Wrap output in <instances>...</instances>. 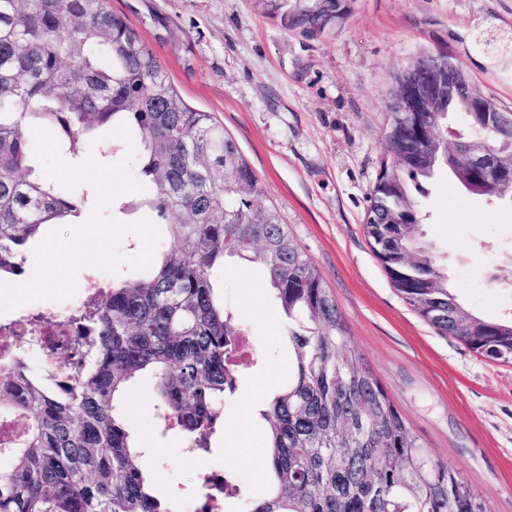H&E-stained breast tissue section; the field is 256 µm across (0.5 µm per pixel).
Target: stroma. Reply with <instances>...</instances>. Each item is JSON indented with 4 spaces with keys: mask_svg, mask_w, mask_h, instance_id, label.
<instances>
[{
    "mask_svg": "<svg viewBox=\"0 0 512 512\" xmlns=\"http://www.w3.org/2000/svg\"><path fill=\"white\" fill-rule=\"evenodd\" d=\"M154 50L191 107L214 113L261 181L302 252L323 276L389 398L431 456L458 469L492 512H512V364L442 336L393 288L364 234L367 198L386 153L396 76L417 57L448 52L497 106L512 111V0H347L343 23L311 38L283 30L257 0H109ZM414 194L417 235L448 273L462 306L512 313V204L473 195L447 170ZM211 280L256 351L201 462L152 409L142 377L122 413L145 448L154 486L193 498L200 469L232 472L250 499L266 496L257 413L288 379V320L257 268L229 262Z\"/></svg>",
    "mask_w": 512,
    "mask_h": 512,
    "instance_id": "obj_1",
    "label": "stroma"
}]
</instances>
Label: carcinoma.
<instances>
[{
	"instance_id": "carcinoma-1",
	"label": "carcinoma",
	"mask_w": 512,
	"mask_h": 512,
	"mask_svg": "<svg viewBox=\"0 0 512 512\" xmlns=\"http://www.w3.org/2000/svg\"><path fill=\"white\" fill-rule=\"evenodd\" d=\"M287 32L311 37L342 22L346 0H259ZM105 50L100 60L83 52ZM460 114L471 140L492 141L456 101L429 120L448 135ZM389 116L394 159H382L365 234L392 286L440 335L481 355L512 348V319L465 311L448 275L415 237L409 185L445 165L438 145ZM121 123L139 135L145 201L168 221L170 249L146 278L114 279L101 298L71 307L84 327L67 347L77 371L24 354L0 362V512H176L154 489L121 401L139 376L155 381L158 418L201 453L237 390L229 366L244 329L215 298L211 271L235 258L258 265L288 317L293 373L261 410L270 432L269 495L244 512H490L460 471L430 456L371 367L351 345L343 314L236 142L211 112L188 105L155 52L108 0H0V281L23 274V250L81 201L28 165L31 127L60 151Z\"/></svg>"
}]
</instances>
